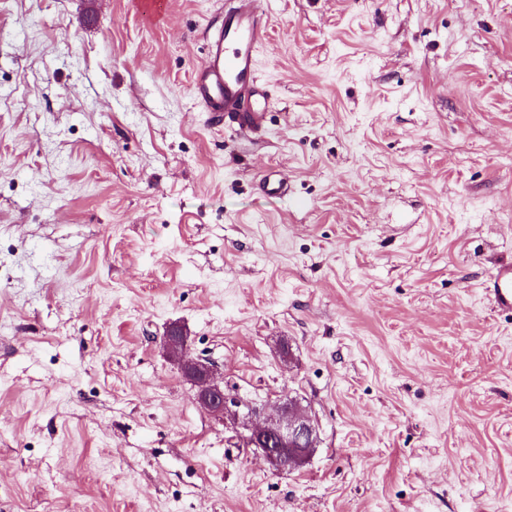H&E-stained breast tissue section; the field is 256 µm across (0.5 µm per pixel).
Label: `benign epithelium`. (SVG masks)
<instances>
[{
  "label": "benign epithelium",
  "mask_w": 512,
  "mask_h": 512,
  "mask_svg": "<svg viewBox=\"0 0 512 512\" xmlns=\"http://www.w3.org/2000/svg\"><path fill=\"white\" fill-rule=\"evenodd\" d=\"M164 343L181 367L183 375L199 387L198 402L209 413L231 418L244 430L246 447L259 453L279 471H292L308 459L319 442L312 418L298 405L281 403L274 415L243 403L239 396L224 391L213 377V364L191 356L187 335L178 326L169 328Z\"/></svg>",
  "instance_id": "1"
}]
</instances>
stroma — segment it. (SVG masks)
Listing matches in <instances>:
<instances>
[{
	"label": "stroma",
	"instance_id": "1",
	"mask_svg": "<svg viewBox=\"0 0 512 512\" xmlns=\"http://www.w3.org/2000/svg\"><path fill=\"white\" fill-rule=\"evenodd\" d=\"M228 2L0 0V512H512V0H261L258 133L190 93ZM484 290L495 311L512 313V260L502 261L493 268ZM164 343L178 360L183 375L199 387L200 405L210 414L230 417L240 425L246 447L254 448L273 468L295 470L317 447L318 429L299 405L281 403L275 415H267L264 408L244 404L237 394L226 393L213 377V364L191 356L188 337L178 326L169 328Z\"/></svg>",
	"mask_w": 512,
	"mask_h": 512
}]
</instances>
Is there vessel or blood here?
Instances as JSON below:
<instances>
[{"instance_id": "vessel-or-blood-1", "label": "vessel or blood", "mask_w": 512, "mask_h": 512, "mask_svg": "<svg viewBox=\"0 0 512 512\" xmlns=\"http://www.w3.org/2000/svg\"><path fill=\"white\" fill-rule=\"evenodd\" d=\"M205 32L206 52L191 76L193 98L215 123L261 130L271 100L256 68V48L270 32L261 0H232ZM484 290L495 311L512 313V260L494 267Z\"/></svg>"}]
</instances>
